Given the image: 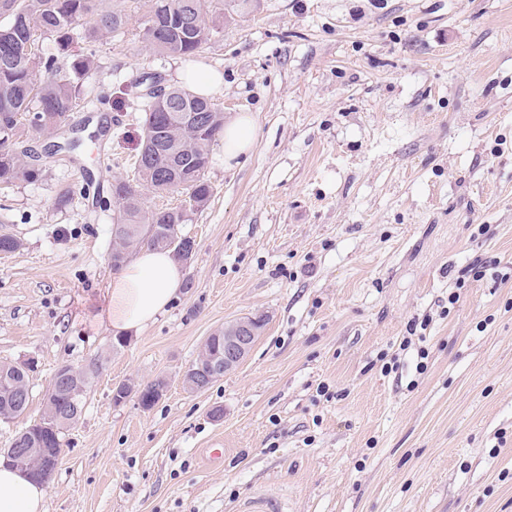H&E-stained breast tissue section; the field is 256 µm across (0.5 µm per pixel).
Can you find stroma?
Returning <instances> with one entry per match:
<instances>
[{"label": "stroma", "instance_id": "obj_1", "mask_svg": "<svg viewBox=\"0 0 512 512\" xmlns=\"http://www.w3.org/2000/svg\"><path fill=\"white\" fill-rule=\"evenodd\" d=\"M123 7L94 45L110 133L0 184V233L21 242L0 255V363L31 365L0 450L59 367L97 362L48 512H234L253 492L284 512H512V0H258L225 18L200 61L224 74L225 117L255 114L256 145L228 170L214 142L212 195L178 227L183 288L120 347L112 224L80 170L104 157L134 179L130 85L179 84L187 63L144 41V0ZM247 315L266 318L249 356L189 392L207 337ZM157 379L152 408L114 403Z\"/></svg>", "mask_w": 512, "mask_h": 512}]
</instances>
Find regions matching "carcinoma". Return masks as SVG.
<instances>
[{
    "label": "carcinoma",
    "instance_id": "cac0c4a2",
    "mask_svg": "<svg viewBox=\"0 0 512 512\" xmlns=\"http://www.w3.org/2000/svg\"><path fill=\"white\" fill-rule=\"evenodd\" d=\"M148 14L144 39L159 53L197 57L205 53L224 24V17L238 8V0H146ZM9 21L0 25V183L31 180L39 175L31 155L16 152L34 136L53 132L58 120L72 112L84 99V84L98 69L95 53L87 45L125 28L127 16L117 5L103 0H0V15ZM54 42L57 54H46L41 42ZM63 57L67 65L58 66ZM50 74L36 81L35 74ZM162 82L148 74L131 85L133 97L142 101L143 112L159 114L158 124L165 134L141 145L136 167L138 183L117 179L110 191L117 212L112 224L113 266L120 267L142 247L168 248L165 238L182 223L173 208H144L140 187L157 193L168 191L171 183H189L196 208L212 195L205 172L210 146L224 130L221 108L180 86H164L162 93L146 98L147 82ZM194 112L206 122L193 128L198 143L175 158L169 151L184 136L183 117ZM38 120L28 119L30 115ZM0 413L15 418L25 409L15 404L18 392L29 395L28 369L22 364H1ZM99 366L89 365L68 381L53 380L44 398L40 422L22 430L13 441L15 448H59L63 430L81 415L86 394Z\"/></svg>",
    "mask_w": 512,
    "mask_h": 512
}]
</instances>
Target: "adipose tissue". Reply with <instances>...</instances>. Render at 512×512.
<instances>
[{
    "label": "adipose tissue",
    "instance_id": "obj_1",
    "mask_svg": "<svg viewBox=\"0 0 512 512\" xmlns=\"http://www.w3.org/2000/svg\"><path fill=\"white\" fill-rule=\"evenodd\" d=\"M258 136L256 117L240 112L224 125V166L249 155ZM183 281L170 251L142 248L113 276L107 321L115 333L138 332L154 323L175 299ZM0 512H47V491L26 472L0 459Z\"/></svg>",
    "mask_w": 512,
    "mask_h": 512
}]
</instances>
